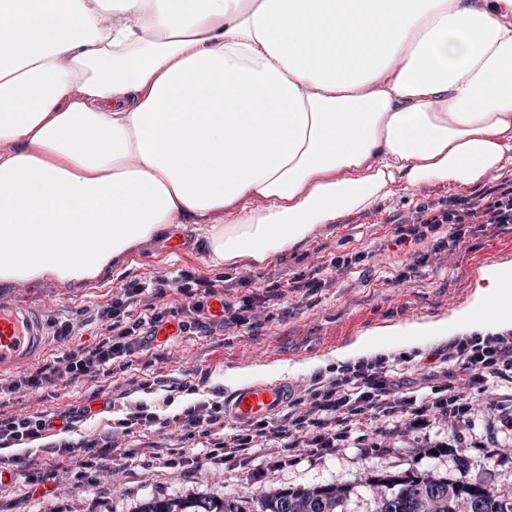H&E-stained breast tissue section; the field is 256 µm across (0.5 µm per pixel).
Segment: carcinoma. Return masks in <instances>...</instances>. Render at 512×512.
<instances>
[{"label":"carcinoma","mask_w":512,"mask_h":512,"mask_svg":"<svg viewBox=\"0 0 512 512\" xmlns=\"http://www.w3.org/2000/svg\"><path fill=\"white\" fill-rule=\"evenodd\" d=\"M392 492L381 498L375 512H512V497H503L470 473L456 479L408 473L391 476ZM349 488L332 485L282 491L273 495L263 512H343ZM141 512H240L231 499L215 501H152Z\"/></svg>","instance_id":"1"}]
</instances>
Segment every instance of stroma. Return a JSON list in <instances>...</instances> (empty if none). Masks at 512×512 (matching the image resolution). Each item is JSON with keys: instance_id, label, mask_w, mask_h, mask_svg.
Returning a JSON list of instances; mask_svg holds the SVG:
<instances>
[{"instance_id": "stroma-1", "label": "stroma", "mask_w": 512, "mask_h": 512, "mask_svg": "<svg viewBox=\"0 0 512 512\" xmlns=\"http://www.w3.org/2000/svg\"><path fill=\"white\" fill-rule=\"evenodd\" d=\"M508 177L512 178V153L478 185H423L341 216L336 223L316 229L300 250L272 256L263 267L241 264L226 269L224 298L234 303L252 288L287 281L308 267L327 266L333 257L369 254L360 273L339 278L335 287L302 303L274 307L272 319L255 331L218 329L205 336L176 332L166 341H151L144 357L152 362L154 372L178 381H200L206 390L224 395L234 388L224 377L226 370L256 365L279 366L277 380L301 389L317 365L330 362L336 349L354 336L371 328L451 314L471 301L482 267L512 263L510 225L495 236L471 239L453 253L438 255L426 268L415 267L414 248L395 243L398 225L410 220L418 205L451 195L475 202ZM173 237L182 243L180 252H170L162 240L143 245L134 266L109 283L71 288L51 279L18 282L1 286L0 298L39 309L46 321L72 323L69 341L52 338L45 359L53 361L67 346L100 341L103 329L97 313L111 304L122 284L151 272L183 270L204 278L220 272L210 262L199 228L183 226ZM407 267L413 270L411 279L385 280V273ZM242 273L250 274L251 286H241ZM397 356L402 360V379L414 387L424 378L443 377L453 367L444 341L421 350H401ZM126 388V376L115 374L68 388L16 393L0 401V415L50 414L88 403L94 416L78 428L99 432L113 417L112 394ZM94 391L99 394L95 400L90 397ZM498 394L493 388L476 396L475 415L482 420L476 435L461 431L456 447L440 453L429 451L425 432L412 431L386 439L382 447L361 451L337 448L288 461L277 449L260 448L254 455L221 465L203 459L186 466L182 460L189 451L179 431L170 426L157 433L118 438V446L128 449L132 462L123 465L114 460L109 472L95 465L75 477L69 472L71 460L30 448H6L0 450V468L12 471L13 478L0 484V512H142L151 501L201 498H231L242 512H262L266 498L278 492L333 484L351 489L344 512H374L378 499L391 492L388 485L377 482V475L417 472L452 478L463 461L500 495L511 497L512 455L501 451L508 435L500 415L485 414L488 402Z\"/></svg>"}]
</instances>
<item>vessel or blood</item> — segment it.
<instances>
[{
    "label": "vessel or blood",
    "instance_id": "vessel-or-blood-1",
    "mask_svg": "<svg viewBox=\"0 0 512 512\" xmlns=\"http://www.w3.org/2000/svg\"><path fill=\"white\" fill-rule=\"evenodd\" d=\"M48 343L47 323L38 310L0 298V377L39 358ZM287 398V385L255 380L225 398L224 412L235 421L249 422L272 414Z\"/></svg>",
    "mask_w": 512,
    "mask_h": 512
}]
</instances>
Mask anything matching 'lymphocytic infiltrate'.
Listing matches in <instances>:
<instances>
[{"mask_svg":"<svg viewBox=\"0 0 512 512\" xmlns=\"http://www.w3.org/2000/svg\"><path fill=\"white\" fill-rule=\"evenodd\" d=\"M512 224V186L472 203L451 198L417 206L413 221L398 225L396 234L419 247L414 263L426 266L431 257L453 251L471 237L495 235ZM364 253L331 259L333 275L321 268L304 271L288 281L244 296L239 305L225 304L224 316L205 317L208 298L217 295L224 275L200 278L183 272L171 277L155 276L153 283L131 281L120 287L117 298L104 307L99 319L108 331L96 346L66 348L52 363L0 383V395L24 390L66 387L84 378L127 372L136 355L143 352V335H156L167 318L178 321L180 332L202 334L220 326L226 329L249 325L253 310L278 302L300 291L310 297L332 287L337 278L353 274ZM179 295L177 304L167 303L168 294ZM454 370L445 379L417 393L400 381L399 363L385 357L344 366L315 375L286 408L271 420L227 431L224 405L214 399H199L181 413L164 418L144 401L126 405L113 420L112 435L130 436L143 429L178 426L184 439L194 441L210 461L230 459L265 442L296 454L317 453L327 448L366 445L372 439L401 433L405 428L471 421L473 396L491 386H512V332L486 338H459L448 345ZM91 417L90 406L66 409L55 415L17 414L0 418V448H29L53 439L61 454L107 448L102 435L74 438L78 422Z\"/></svg>","mask_w":512,"mask_h":512,"instance_id":"1","label":"lymphocytic infiltrate"}]
</instances>
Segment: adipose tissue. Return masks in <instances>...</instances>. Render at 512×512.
<instances>
[{"label":"adipose tissue","mask_w":512,"mask_h":512,"mask_svg":"<svg viewBox=\"0 0 512 512\" xmlns=\"http://www.w3.org/2000/svg\"><path fill=\"white\" fill-rule=\"evenodd\" d=\"M511 152L512 0H0V286L110 282L184 224L259 267ZM509 330L494 265L467 306L334 359Z\"/></svg>","instance_id":"adipose-tissue-1"}]
</instances>
